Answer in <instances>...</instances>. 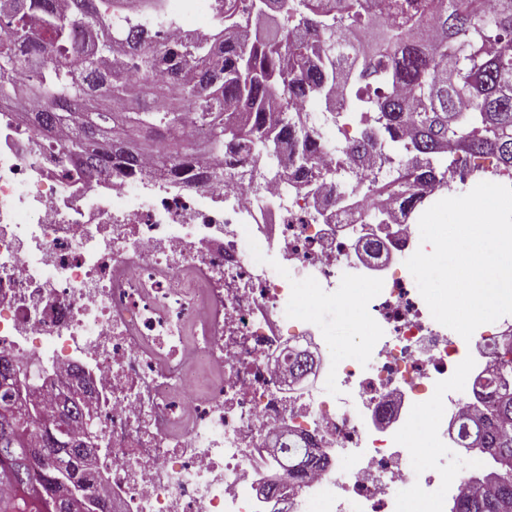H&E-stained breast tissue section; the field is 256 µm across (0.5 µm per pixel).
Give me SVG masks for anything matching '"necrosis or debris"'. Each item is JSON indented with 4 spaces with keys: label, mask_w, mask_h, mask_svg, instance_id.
Returning <instances> with one entry per match:
<instances>
[{
    "label": "necrosis or debris",
    "mask_w": 512,
    "mask_h": 512,
    "mask_svg": "<svg viewBox=\"0 0 512 512\" xmlns=\"http://www.w3.org/2000/svg\"><path fill=\"white\" fill-rule=\"evenodd\" d=\"M157 34H207L216 0H163ZM59 141L0 106V351L56 371L84 368L86 410L112 444L98 490L113 512H263L260 470L279 468L263 442L287 429L332 448L310 465L287 512H448L480 487L466 413L503 352L512 315L471 339L438 323L406 266L370 280L352 261L370 202L309 193L302 173L263 174L258 188L211 168L173 190L145 156L131 177L91 182L57 164ZM299 267L297 282L275 267ZM363 284L357 355L332 364L306 396L285 394L280 367L317 325V308ZM422 420L430 464L403 465ZM353 455L355 471L338 459Z\"/></svg>",
    "instance_id": "obj_1"
}]
</instances>
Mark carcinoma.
<instances>
[{
  "mask_svg": "<svg viewBox=\"0 0 512 512\" xmlns=\"http://www.w3.org/2000/svg\"><path fill=\"white\" fill-rule=\"evenodd\" d=\"M124 0H0V105L41 100L27 121L44 134L67 132L66 162L81 171L122 177L139 155L154 152L175 175L235 149L258 162L267 148L292 141L309 181L327 179L315 147L322 131L297 102L321 97L356 107L358 136L341 154L418 172L396 186L403 209L422 205L419 182L451 190L437 178L459 166L458 153L492 156L495 167L464 164L467 176L512 173V0H389L398 20L366 11V0H222L221 24L199 42L167 43L149 34L151 0L132 16ZM41 12V30L27 27ZM271 15L276 31L262 29ZM95 36L75 46L76 32ZM127 44L135 64L112 63ZM281 101V117L266 114ZM206 130L199 149L174 140L182 113ZM495 366L488 415L471 422L472 445L497 466L487 489L469 493L453 512H512V343ZM14 404L0 385V512H55L40 487L53 472L19 473L23 449L7 418Z\"/></svg>",
  "mask_w": 512,
  "mask_h": 512,
  "instance_id": "1",
  "label": "carcinoma"
}]
</instances>
